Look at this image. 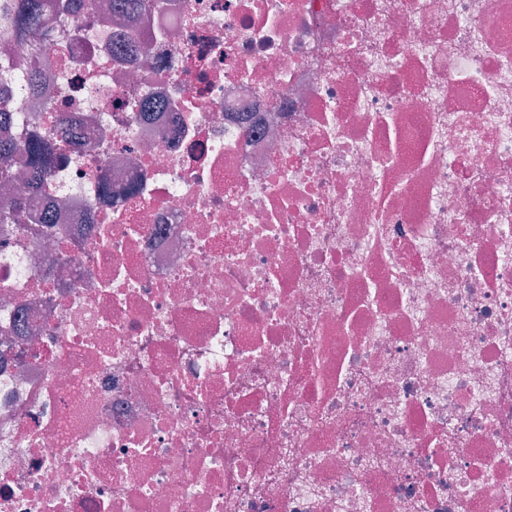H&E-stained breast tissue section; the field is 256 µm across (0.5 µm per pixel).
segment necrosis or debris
I'll use <instances>...</instances> for the list:
<instances>
[{"label": "necrosis or debris", "instance_id": "4bbe7bcc", "mask_svg": "<svg viewBox=\"0 0 512 512\" xmlns=\"http://www.w3.org/2000/svg\"><path fill=\"white\" fill-rule=\"evenodd\" d=\"M34 45L11 134L83 147L0 225V512H512V0Z\"/></svg>", "mask_w": 512, "mask_h": 512}]
</instances>
